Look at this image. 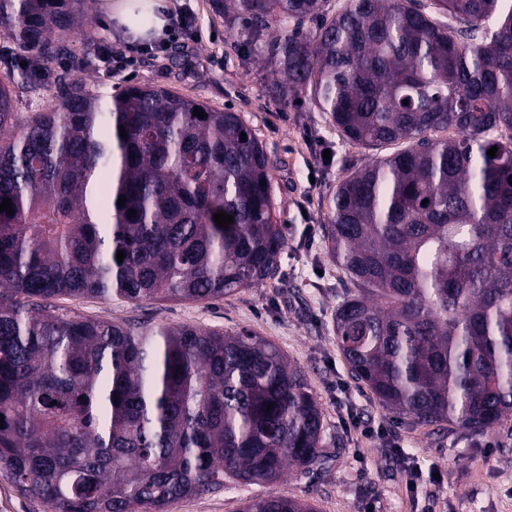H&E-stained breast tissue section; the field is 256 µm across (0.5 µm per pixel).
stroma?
I'll return each mask as SVG.
<instances>
[{
    "mask_svg": "<svg viewBox=\"0 0 512 512\" xmlns=\"http://www.w3.org/2000/svg\"><path fill=\"white\" fill-rule=\"evenodd\" d=\"M163 9H187L193 42L167 55L145 57L134 68L111 71L71 56L45 59L38 93H30L13 45L0 38V78L12 81L20 118L58 104L59 80H83L87 89L113 92L130 85L164 87L218 109L241 113L263 144L273 171L274 216L287 245L275 279L210 304L188 301L130 303L57 296L61 312L115 323L189 324L227 333L250 331L272 342L305 373L323 413L325 465L293 470L278 481L222 488L175 501L169 512H239L246 500L288 495L316 512H512V420L484 432L454 425L417 426L383 409L352 379L336 342L333 314L349 279L330 260L323 239L327 205L336 186L369 156L348 142L310 101L282 103L269 93L274 79L256 53L215 15L210 0H161ZM90 20L71 55L98 38H127L107 0H87ZM374 427L367 437L353 426ZM403 448V455L393 452ZM420 475L407 485L409 470Z\"/></svg>",
    "mask_w": 512,
    "mask_h": 512,
    "instance_id": "stroma-1",
    "label": "stroma"
}]
</instances>
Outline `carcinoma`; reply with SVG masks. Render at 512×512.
I'll return each instance as SVG.
<instances>
[{"instance_id": "cac0c4a2", "label": "carcinoma", "mask_w": 512, "mask_h": 512, "mask_svg": "<svg viewBox=\"0 0 512 512\" xmlns=\"http://www.w3.org/2000/svg\"><path fill=\"white\" fill-rule=\"evenodd\" d=\"M212 3L275 71V98H309L367 149L408 142L347 175L322 225L353 285L333 317L352 378L414 424L478 432L511 419L512 7L347 0L327 18V0ZM78 4L0 0V35L23 59L63 55L87 24ZM10 83L0 79V202L14 210L0 213V473L47 512H168L226 476L267 482L320 464L323 413L272 343L43 304L206 303L276 277L274 163L241 114L72 80L58 107L21 120ZM218 211L233 223L218 227ZM241 512L315 510L282 495Z\"/></svg>"}]
</instances>
